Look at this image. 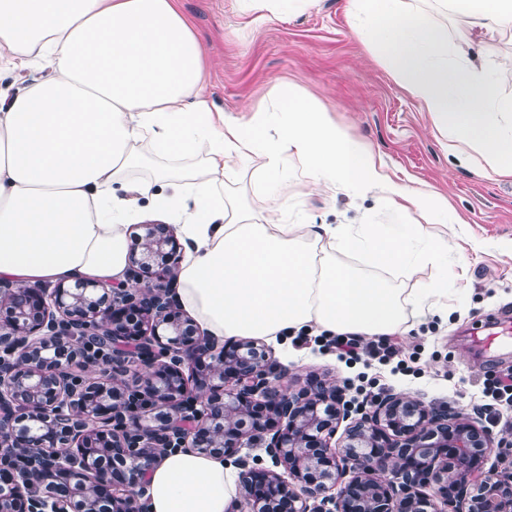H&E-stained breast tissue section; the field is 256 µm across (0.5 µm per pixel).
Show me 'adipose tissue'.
<instances>
[{
	"label": "adipose tissue",
	"instance_id": "adipose-tissue-1",
	"mask_svg": "<svg viewBox=\"0 0 512 512\" xmlns=\"http://www.w3.org/2000/svg\"><path fill=\"white\" fill-rule=\"evenodd\" d=\"M470 25L512 34V0H448ZM0 68L46 71L0 92V279L20 284L121 280L129 208L115 186L153 154H206V163L164 168L135 190L190 216L178 300L216 339H277L313 328L388 336L416 315L444 314L448 283L401 291L338 262L368 258L411 279L439 252L421 225L409 238L383 224H282L224 209L230 161H258L262 176L297 154L314 182L378 196L386 208L447 210L432 190L396 182L364 143L349 138L309 96L279 94L250 119L215 111L203 94L204 52L178 0H0ZM276 124L277 134L264 129ZM328 247H321V240ZM239 476L223 456L178 451L143 476L149 512H229Z\"/></svg>",
	"mask_w": 512,
	"mask_h": 512
}]
</instances>
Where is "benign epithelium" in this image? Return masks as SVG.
Segmentation results:
<instances>
[{
	"mask_svg": "<svg viewBox=\"0 0 512 512\" xmlns=\"http://www.w3.org/2000/svg\"><path fill=\"white\" fill-rule=\"evenodd\" d=\"M141 229L134 290L0 284V512H147L142 475L182 448H263L284 468L289 483L244 467L236 512H273L278 496L288 512H512V441L405 392L356 408L335 383L284 392L257 342L197 332L172 291L182 247L160 224ZM75 362L135 376L107 387Z\"/></svg>",
	"mask_w": 512,
	"mask_h": 512,
	"instance_id": "1",
	"label": "benign epithelium"
}]
</instances>
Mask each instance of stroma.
Masks as SVG:
<instances>
[{
	"mask_svg": "<svg viewBox=\"0 0 512 512\" xmlns=\"http://www.w3.org/2000/svg\"><path fill=\"white\" fill-rule=\"evenodd\" d=\"M405 2L425 8L449 47L460 45L464 23L442 0ZM179 7L206 53L205 93L215 108L235 115L245 106L269 105L273 87L303 90L349 137L374 149L392 179L433 189L448 200L444 215L398 213L373 195L353 196L313 183L293 154L278 178L266 182L256 163L236 164L235 175L224 183L225 205L246 206L263 218L284 193L290 208L280 218L288 224H386L399 237L418 224L427 237L448 241L447 250L423 265L413 282L447 280L450 315L407 317L394 335L406 370L338 359L324 336L308 333L271 347L283 388L295 392L320 380L351 389L378 384L440 410L472 413L483 402L475 378L488 369L512 372V347L489 348L471 334L488 314L512 309V178L479 176L457 162L455 151L468 154L471 146L451 143L352 34L347 0L286 7L263 23L255 22L241 0H179ZM463 48L478 66L512 56V40L497 34L474 36Z\"/></svg>",
	"mask_w": 512,
	"mask_h": 512,
	"instance_id": "stroma-1",
	"label": "stroma"
}]
</instances>
